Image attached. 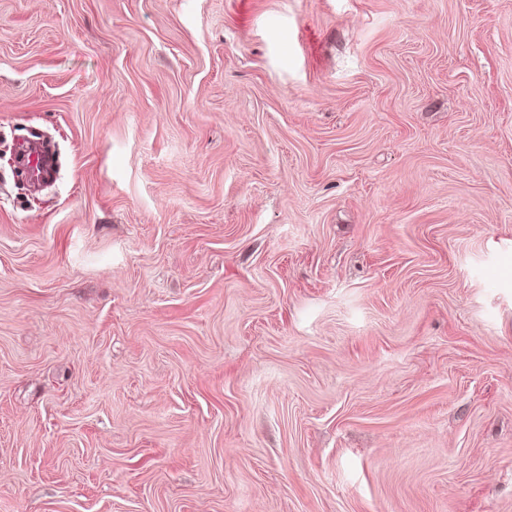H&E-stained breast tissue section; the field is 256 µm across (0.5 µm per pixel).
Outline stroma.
I'll return each mask as SVG.
<instances>
[{"mask_svg":"<svg viewBox=\"0 0 512 512\" xmlns=\"http://www.w3.org/2000/svg\"><path fill=\"white\" fill-rule=\"evenodd\" d=\"M0 512H512V0H0Z\"/></svg>","mask_w":512,"mask_h":512,"instance_id":"obj_1","label":"stroma"}]
</instances>
